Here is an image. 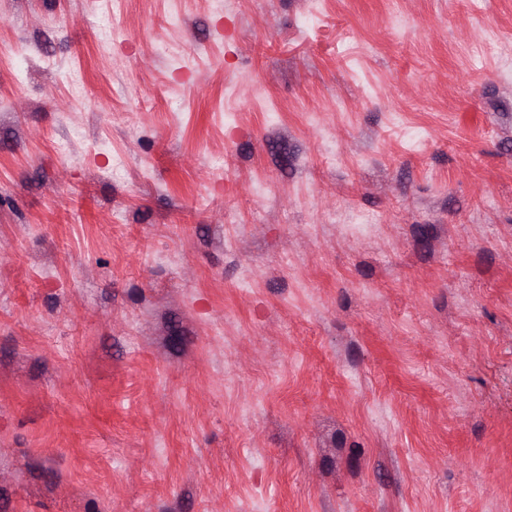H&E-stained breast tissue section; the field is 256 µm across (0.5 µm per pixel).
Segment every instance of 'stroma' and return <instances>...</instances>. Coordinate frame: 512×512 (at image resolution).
Wrapping results in <instances>:
<instances>
[{
	"instance_id": "1",
	"label": "stroma",
	"mask_w": 512,
	"mask_h": 512,
	"mask_svg": "<svg viewBox=\"0 0 512 512\" xmlns=\"http://www.w3.org/2000/svg\"><path fill=\"white\" fill-rule=\"evenodd\" d=\"M0 512H512V0H0Z\"/></svg>"
}]
</instances>
